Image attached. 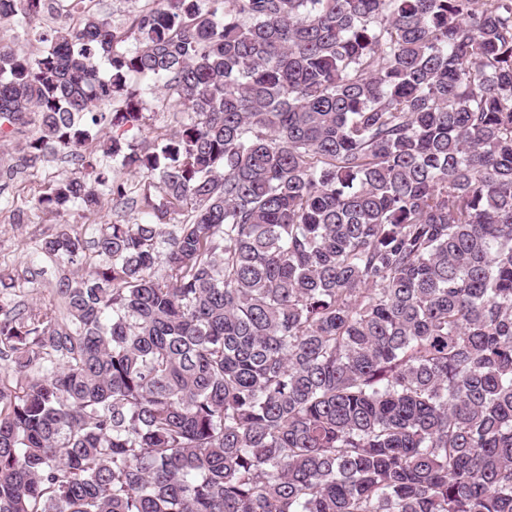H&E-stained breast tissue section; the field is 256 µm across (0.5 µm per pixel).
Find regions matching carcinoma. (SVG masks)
I'll list each match as a JSON object with an SVG mask.
<instances>
[{
	"instance_id": "1",
	"label": "carcinoma",
	"mask_w": 512,
	"mask_h": 512,
	"mask_svg": "<svg viewBox=\"0 0 512 512\" xmlns=\"http://www.w3.org/2000/svg\"><path fill=\"white\" fill-rule=\"evenodd\" d=\"M89 2L0 43V137L94 144L42 214L152 221L62 225L66 315L0 319V512H512V0ZM97 11L109 16L118 26H126L143 8L142 0H99ZM132 87L136 90L140 102V109L143 112V127L141 134H138L136 143L141 146H152L156 144V137L160 134L170 133L176 125L173 112H169L161 106L158 97L161 96L160 89L153 86V83L145 81H133Z\"/></svg>"
}]
</instances>
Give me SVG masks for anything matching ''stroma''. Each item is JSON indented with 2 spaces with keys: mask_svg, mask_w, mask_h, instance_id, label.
I'll list each match as a JSON object with an SVG mask.
<instances>
[{
  "mask_svg": "<svg viewBox=\"0 0 512 512\" xmlns=\"http://www.w3.org/2000/svg\"><path fill=\"white\" fill-rule=\"evenodd\" d=\"M133 87L143 113L142 132L136 143L150 146L158 135L173 130L175 119L172 112L161 106L160 89L145 81L134 82ZM77 170L75 156L61 153L31 173L0 176V271L14 279L13 288L0 292V317L24 306L58 304V265L41 251L40 243L55 235L60 226L58 221L48 220L33 208L32 198L43 181ZM67 220L90 242L104 225L146 223L150 216L138 208L118 206L107 199L99 211L73 213Z\"/></svg>",
  "mask_w": 512,
  "mask_h": 512,
  "instance_id": "1",
  "label": "stroma"
}]
</instances>
